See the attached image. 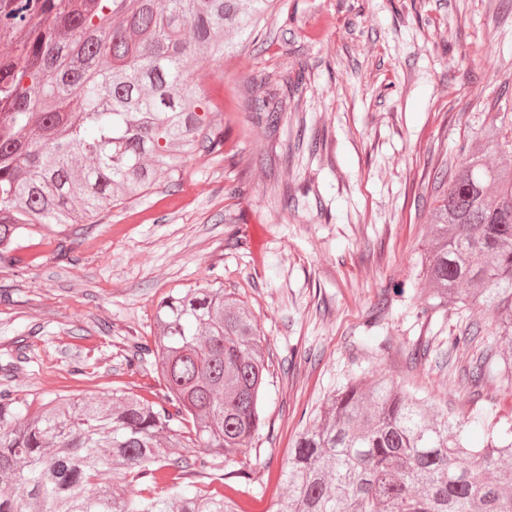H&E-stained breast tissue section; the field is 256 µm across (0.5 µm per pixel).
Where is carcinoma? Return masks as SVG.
<instances>
[{
  "label": "carcinoma",
  "mask_w": 512,
  "mask_h": 512,
  "mask_svg": "<svg viewBox=\"0 0 512 512\" xmlns=\"http://www.w3.org/2000/svg\"><path fill=\"white\" fill-rule=\"evenodd\" d=\"M278 0H0V261L36 265L37 237L98 224L124 200L179 181L183 160L220 153L224 130L194 67L238 53ZM304 77L252 94L247 122L276 130ZM495 113L464 149L427 216L419 276L448 308L478 314L449 352L494 339L460 366L476 395L512 349V137ZM155 347L137 344L163 381L152 398L128 387L60 395L40 409L0 389V512H243L205 477L264 426L272 358L250 308L218 281L157 304ZM417 361L444 357L428 341ZM480 427L485 445L469 448ZM198 449L188 459L184 452ZM112 471L114 481L99 477ZM165 485L163 495L126 487ZM277 512H512V420L484 405L455 417L381 376L349 377L298 436Z\"/></svg>",
  "instance_id": "cac0c4a2"
}]
</instances>
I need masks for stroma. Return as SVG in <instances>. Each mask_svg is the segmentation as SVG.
<instances>
[{
	"mask_svg": "<svg viewBox=\"0 0 512 512\" xmlns=\"http://www.w3.org/2000/svg\"><path fill=\"white\" fill-rule=\"evenodd\" d=\"M225 73L304 74L300 109L276 132L246 123L251 95L194 71L217 99L228 160L187 161L174 193L153 190L102 223L47 232L26 274L0 263V388L33 403L156 387V303L218 270L251 308L277 366L267 425L229 467L248 512H276L299 433L350 376L386 374L457 415L478 400L512 418V385L483 397L459 365L411 363L419 341L447 350L474 311L416 312L419 255L435 176L500 112L512 115V0H278ZM317 151H309L310 142Z\"/></svg>",
	"mask_w": 512,
	"mask_h": 512,
	"instance_id": "stroma-1",
	"label": "stroma"
}]
</instances>
